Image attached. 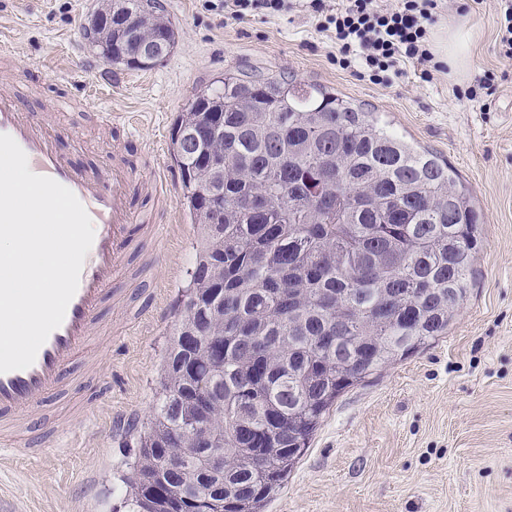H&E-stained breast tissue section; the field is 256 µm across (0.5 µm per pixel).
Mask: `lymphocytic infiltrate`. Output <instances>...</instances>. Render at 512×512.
<instances>
[{
	"label": "lymphocytic infiltrate",
	"instance_id": "obj_1",
	"mask_svg": "<svg viewBox=\"0 0 512 512\" xmlns=\"http://www.w3.org/2000/svg\"><path fill=\"white\" fill-rule=\"evenodd\" d=\"M316 18L318 32L336 41L339 63L356 66L357 77L390 83L403 75L406 65L427 66L433 59L428 27L443 9V0H398L382 8L373 0H341L329 6L325 0H306ZM211 11L234 21L263 15L275 17L292 8L291 0H207Z\"/></svg>",
	"mask_w": 512,
	"mask_h": 512
}]
</instances>
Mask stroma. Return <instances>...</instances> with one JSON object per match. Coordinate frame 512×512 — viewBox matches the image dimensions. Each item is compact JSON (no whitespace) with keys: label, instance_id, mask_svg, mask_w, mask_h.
I'll return each mask as SVG.
<instances>
[{"label":"stroma","instance_id":"1","mask_svg":"<svg viewBox=\"0 0 512 512\" xmlns=\"http://www.w3.org/2000/svg\"><path fill=\"white\" fill-rule=\"evenodd\" d=\"M97 3L0 0V32L13 51L0 88L17 89L36 112L54 98L73 101L57 147L75 166L99 167L116 152L147 178L151 146L181 191L169 142L194 89L228 71L284 75L380 113L447 159L482 216L467 298L447 335L341 393L264 512H512V63L495 48L497 0L476 10L471 0H447L436 21L473 35L466 74L445 68L424 80L411 70L389 85L340 67L335 44L304 8L239 23L203 0H157L178 30L162 64L110 66L80 36ZM487 71L498 81L484 112L462 96ZM87 95L96 110L77 106ZM177 212V240L159 263L131 259L140 278L119 281L95 313L97 335L78 353L64 397L44 409L59 425L56 446L44 447L37 431L38 455H0V512H125L120 474L134 446L124 427L154 412L162 357L196 262L191 216L182 206ZM153 283L165 286L156 308L144 298Z\"/></svg>","mask_w":512,"mask_h":512}]
</instances>
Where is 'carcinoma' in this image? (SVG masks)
<instances>
[{
	"mask_svg": "<svg viewBox=\"0 0 512 512\" xmlns=\"http://www.w3.org/2000/svg\"><path fill=\"white\" fill-rule=\"evenodd\" d=\"M148 2L113 0L82 26L83 40L113 65L154 67L176 30ZM157 35L165 51L137 63ZM212 126L217 136L188 143ZM218 153L224 165H209ZM170 154L197 259L159 402L121 475L128 512H262L345 389L448 334L481 216L447 161L378 113L282 77L226 72L195 89ZM203 397L210 448L196 440ZM212 454L223 457L220 495L201 468Z\"/></svg>",
	"mask_w": 512,
	"mask_h": 512,
	"instance_id": "1",
	"label": "carcinoma"
}]
</instances>
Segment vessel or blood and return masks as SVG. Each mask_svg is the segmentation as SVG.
Returning <instances> with one entry per match:
<instances>
[{
  "label": "vessel or blood",
  "mask_w": 512,
  "mask_h": 512,
  "mask_svg": "<svg viewBox=\"0 0 512 512\" xmlns=\"http://www.w3.org/2000/svg\"><path fill=\"white\" fill-rule=\"evenodd\" d=\"M57 113L54 107L28 111L13 91L0 89V133L13 137L23 149L30 171L70 189L95 227L62 324L48 336L30 367L0 373V445L12 449H28L22 434L38 427L35 411L59 395L67 367L89 344L94 314L126 266L136 246V230H149L160 251L177 222L160 157H153V175L146 180L116 162L90 171L74 168L56 149ZM140 195L156 200L157 209L146 215L135 213L132 202Z\"/></svg>",
  "instance_id": "b4317fda"
}]
</instances>
